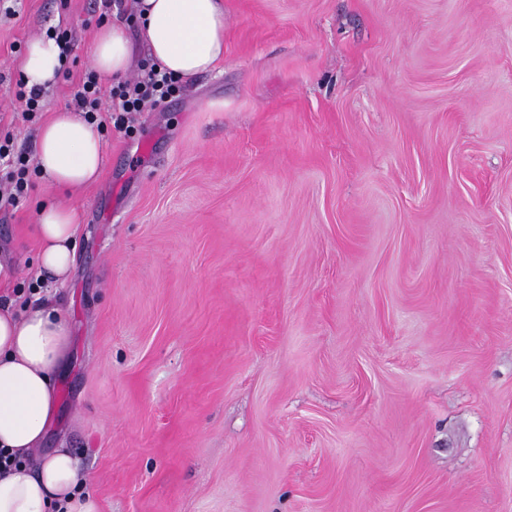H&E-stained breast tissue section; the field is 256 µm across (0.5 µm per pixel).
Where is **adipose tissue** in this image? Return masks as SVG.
Here are the masks:
<instances>
[{"instance_id": "obj_1", "label": "adipose tissue", "mask_w": 512, "mask_h": 512, "mask_svg": "<svg viewBox=\"0 0 512 512\" xmlns=\"http://www.w3.org/2000/svg\"><path fill=\"white\" fill-rule=\"evenodd\" d=\"M141 38L154 62L183 81L212 70L224 58L223 0H136ZM133 44L121 26L100 28L90 54L103 76L125 77ZM59 49L52 40H35L22 70L32 86L57 78ZM103 140L95 124L80 113L60 111L39 130L35 164L57 186L79 191L92 185L103 164ZM77 206H40L34 226L40 243L38 265L63 281L75 263ZM67 330L50 303L16 311L0 305V450L17 465L0 467V512H95L96 504L69 449L41 454L57 413L53 375L64 359Z\"/></svg>"}]
</instances>
